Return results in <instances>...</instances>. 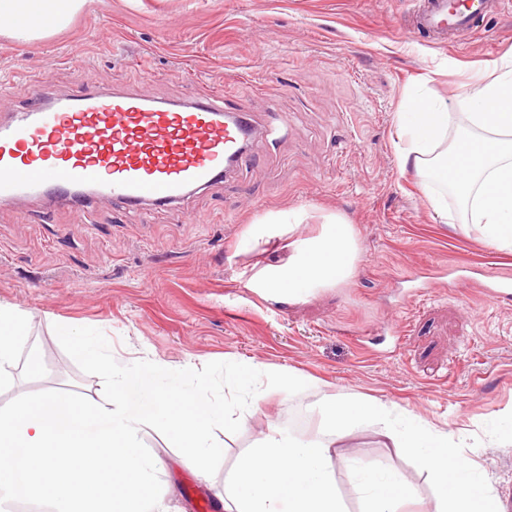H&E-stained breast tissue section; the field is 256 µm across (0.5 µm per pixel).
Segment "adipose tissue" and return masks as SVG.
Returning a JSON list of instances; mask_svg holds the SVG:
<instances>
[{"label":"adipose tissue","instance_id":"obj_1","mask_svg":"<svg viewBox=\"0 0 512 512\" xmlns=\"http://www.w3.org/2000/svg\"><path fill=\"white\" fill-rule=\"evenodd\" d=\"M90 0H0V36L19 42L42 40L65 29ZM466 128L447 140L448 105L417 101L402 113L397 152L413 162L426 182L424 192L436 212L448 204L431 179L455 192L465 226L495 250L512 252V67L479 79L467 95ZM285 265L263 273L259 285L271 295L295 299L313 289L350 281L359 261L352 225L325 216L316 235L289 242ZM29 339L23 311L0 304V390L14 386L17 356ZM321 426L297 433L273 425L239 460L224 481L226 512H344L336 494L334 468L346 456L334 438L375 426L376 434L398 451L417 457L433 478L439 512H498V497L480 465L464 461L455 432L426 425L412 411L393 410L375 398L336 394L320 407ZM351 474L364 512H406L414 498L410 485L381 465L355 466Z\"/></svg>","mask_w":512,"mask_h":512}]
</instances>
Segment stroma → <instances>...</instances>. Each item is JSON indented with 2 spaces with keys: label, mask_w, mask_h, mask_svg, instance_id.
Wrapping results in <instances>:
<instances>
[{
  "label": "stroma",
  "mask_w": 512,
  "mask_h": 512,
  "mask_svg": "<svg viewBox=\"0 0 512 512\" xmlns=\"http://www.w3.org/2000/svg\"><path fill=\"white\" fill-rule=\"evenodd\" d=\"M419 0H92L62 33L18 44L0 38V80L13 108L33 86L76 94L99 88L159 101L205 93L249 112L257 133L242 160L179 205L138 214L114 201L73 206L51 196L25 211L0 202V303L25 311L39 373L0 392V406L40 391L103 401L53 327L100 329L115 359L203 367L230 357L311 377L304 392L273 393L246 410L239 433L220 430L217 473L203 477L154 429L141 439L161 464L169 505L198 512L218 499L239 456L270 425L298 432L329 394L367 395L413 411L464 438L499 500L512 495V300L474 289H427L408 275L427 260L464 277L512 275V254L465 233L456 198L436 213L422 178L399 166L398 115L416 98L448 103V132L465 123L478 76L512 54V4L463 44L409 34ZM298 212L294 238L324 216L355 228L352 280L304 299L268 296L256 274L288 256L280 239L252 240L251 225ZM363 465L400 474L423 503L438 501L427 470L384 447L373 427L341 442Z\"/></svg>",
  "instance_id": "obj_1"
}]
</instances>
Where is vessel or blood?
Instances as JSON below:
<instances>
[{"label": "vessel or blood", "instance_id": "b4317fda", "mask_svg": "<svg viewBox=\"0 0 512 512\" xmlns=\"http://www.w3.org/2000/svg\"><path fill=\"white\" fill-rule=\"evenodd\" d=\"M494 11V0H468L454 13L448 0H421L413 30L445 42L477 31ZM33 99L0 118V200L16 204L52 194L74 204L116 198L137 210L175 205L210 186L252 129L247 113L211 94L163 103L100 93L89 78L65 101H49L40 88ZM464 284L490 301L512 293L508 282L469 276Z\"/></svg>", "mask_w": 512, "mask_h": 512}]
</instances>
